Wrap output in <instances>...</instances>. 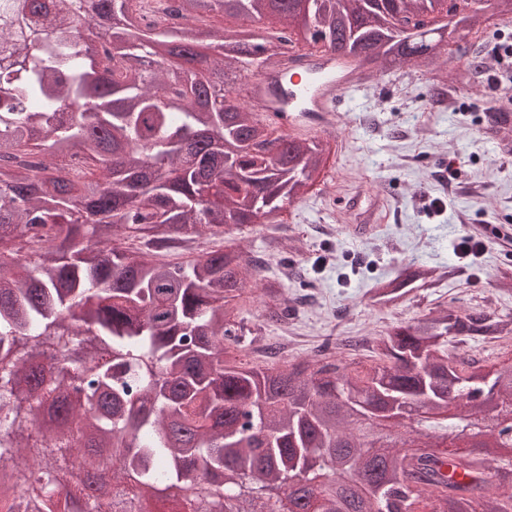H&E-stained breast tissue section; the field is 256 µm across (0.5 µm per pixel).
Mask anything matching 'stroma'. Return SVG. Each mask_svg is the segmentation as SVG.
<instances>
[{"label": "stroma", "mask_w": 512, "mask_h": 512, "mask_svg": "<svg viewBox=\"0 0 512 512\" xmlns=\"http://www.w3.org/2000/svg\"><path fill=\"white\" fill-rule=\"evenodd\" d=\"M512 43V15L485 10L470 52L486 59ZM512 103V67L468 68L443 54L430 69L411 66L370 70L364 89L347 92L325 179L303 199L284 204L282 254L269 258L280 274L306 270L308 286L289 282L288 292L311 294L288 327L262 326L258 303L246 294L242 315L274 341H291L289 358L303 359L327 337L375 336L408 322L437 303L487 310L512 309V295L496 291L501 273L512 272V125L498 126L490 98ZM371 200L372 231L354 239L345 232L358 217L352 197ZM485 242L478 255L458 258L461 236ZM417 265L451 270L448 280L420 290L395 309L370 305L375 280Z\"/></svg>", "instance_id": "35a3bbf8"}]
</instances>
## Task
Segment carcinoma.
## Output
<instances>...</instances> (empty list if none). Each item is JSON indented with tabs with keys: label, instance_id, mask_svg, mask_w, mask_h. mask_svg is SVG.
Instances as JSON below:
<instances>
[{
	"label": "carcinoma",
	"instance_id": "obj_1",
	"mask_svg": "<svg viewBox=\"0 0 512 512\" xmlns=\"http://www.w3.org/2000/svg\"><path fill=\"white\" fill-rule=\"evenodd\" d=\"M232 2L240 28L208 23ZM187 20L166 25V13ZM471 32L476 0H310L306 43L369 68L427 67L444 37L426 19ZM0 0V512H512L492 492L491 463L470 449H430L410 434L462 439L507 412L512 365L484 370L449 352L468 339L512 341V312L438 304L367 341L370 361L318 349L277 368L246 367L238 303L268 298L264 320L292 313L285 284L232 244L273 222L277 200L319 181L328 140L271 137L231 101L227 81L281 68L292 0ZM280 22L266 37L255 24ZM41 154L38 172L14 161ZM217 243L162 257L176 241ZM448 271L421 267L375 281L395 307ZM401 425V445L384 431ZM105 469L108 480L74 470Z\"/></svg>",
	"mask_w": 512,
	"mask_h": 512
}]
</instances>
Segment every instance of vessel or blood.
Instances as JSON below:
<instances>
[{"instance_id":"vessel-or-blood-1","label":"vessel or blood","mask_w":512,"mask_h":512,"mask_svg":"<svg viewBox=\"0 0 512 512\" xmlns=\"http://www.w3.org/2000/svg\"><path fill=\"white\" fill-rule=\"evenodd\" d=\"M365 82L362 68L338 53H289L284 72L262 73L251 79L247 91L258 118L288 127L320 131L336 115V105L348 90Z\"/></svg>"}]
</instances>
